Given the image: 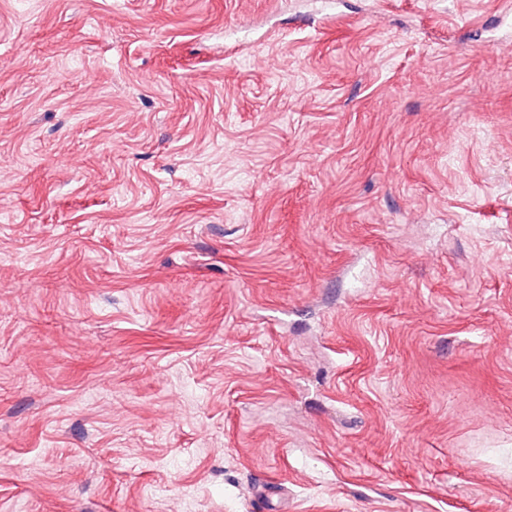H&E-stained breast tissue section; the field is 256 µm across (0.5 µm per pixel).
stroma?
I'll list each match as a JSON object with an SVG mask.
<instances>
[{
	"mask_svg": "<svg viewBox=\"0 0 512 512\" xmlns=\"http://www.w3.org/2000/svg\"><path fill=\"white\" fill-rule=\"evenodd\" d=\"M0 512H512L500 0H0Z\"/></svg>",
	"mask_w": 512,
	"mask_h": 512,
	"instance_id": "35a3bbf8",
	"label": "stroma"
}]
</instances>
